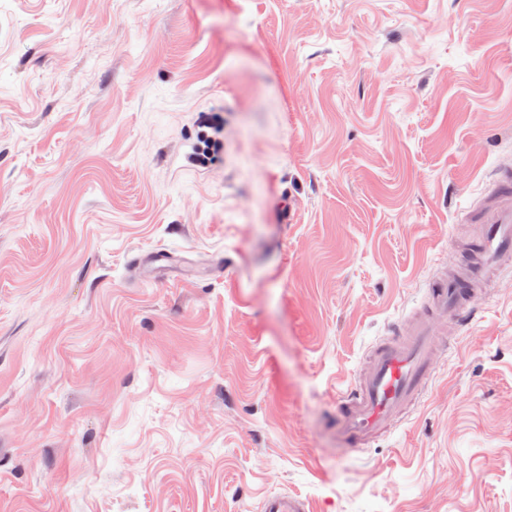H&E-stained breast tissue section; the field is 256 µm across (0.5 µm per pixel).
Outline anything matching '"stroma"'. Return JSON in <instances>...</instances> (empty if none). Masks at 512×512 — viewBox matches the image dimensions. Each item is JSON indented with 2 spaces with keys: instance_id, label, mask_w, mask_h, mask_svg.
<instances>
[{
  "instance_id": "1",
  "label": "stroma",
  "mask_w": 512,
  "mask_h": 512,
  "mask_svg": "<svg viewBox=\"0 0 512 512\" xmlns=\"http://www.w3.org/2000/svg\"><path fill=\"white\" fill-rule=\"evenodd\" d=\"M509 167L512 0H0V512H512L511 286L336 435Z\"/></svg>"
}]
</instances>
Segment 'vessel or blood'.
I'll return each mask as SVG.
<instances>
[{
  "instance_id": "obj_1",
  "label": "vessel or blood",
  "mask_w": 512,
  "mask_h": 512,
  "mask_svg": "<svg viewBox=\"0 0 512 512\" xmlns=\"http://www.w3.org/2000/svg\"><path fill=\"white\" fill-rule=\"evenodd\" d=\"M496 186L481 206L478 252L470 269L441 272L427 291V316L418 318L402 337L370 349L367 368L340 403L336 431L346 446L361 448L390 432L416 404L448 348L432 318L468 321L501 276L503 259L512 254V172L501 173Z\"/></svg>"
}]
</instances>
